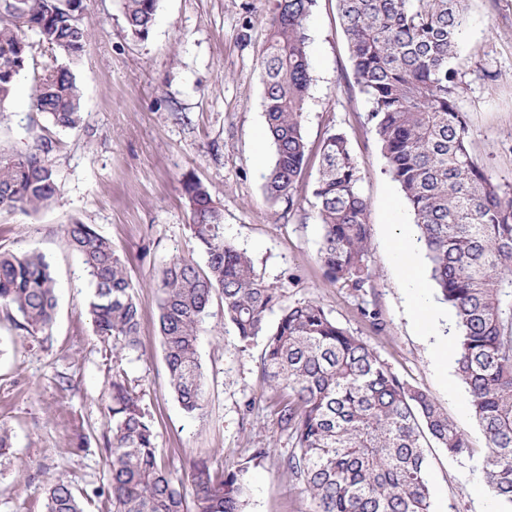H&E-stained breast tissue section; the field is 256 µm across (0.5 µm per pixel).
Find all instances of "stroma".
Returning a JSON list of instances; mask_svg holds the SVG:
<instances>
[{
	"label": "stroma",
	"instance_id": "stroma-1",
	"mask_svg": "<svg viewBox=\"0 0 512 512\" xmlns=\"http://www.w3.org/2000/svg\"><path fill=\"white\" fill-rule=\"evenodd\" d=\"M271 0H160L147 39L133 37L121 0H89L92 36L73 72L82 90L79 129L51 126L29 103L33 71L0 107V146L22 151L38 136L54 142L59 192L30 213L0 211V250H34L50 262L57 307L48 337L19 329L0 309V426L12 448L0 465V512H45L44 487L68 483L85 512H112L109 492L111 342L96 335L92 288L68 246L64 225L91 224L129 265L140 314V345L123 353L128 380L143 393L159 462L187 478L194 461L219 470L266 455L250 467L248 512H313L283 459L293 442L277 424L263 379V337L241 343L225 326L220 302L202 324L198 353L205 374L203 417L188 416L166 370L156 284L177 255L205 263L190 228L183 183L208 185L224 213L227 240L244 249L266 284L287 304L314 300L362 340L401 379L429 394L475 451L485 438L455 367H440L434 339L417 327L428 304L445 312L428 268L418 281L399 271L392 248L418 229L386 170L367 121L371 104L355 84L336 0H316L309 24L313 81L303 129L311 155L298 202L271 203L263 175L272 159L264 130L259 63ZM456 68L465 91L471 146L497 179L512 182V0H469ZM345 132L357 157L359 190L372 226L371 288L360 295L330 283L317 259L320 227L312 184L326 131ZM376 310V333L362 309ZM433 503L447 512H488L491 497L468 460L426 451Z\"/></svg>",
	"mask_w": 512,
	"mask_h": 512
}]
</instances>
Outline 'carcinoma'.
I'll use <instances>...</instances> for the list:
<instances>
[{
    "mask_svg": "<svg viewBox=\"0 0 512 512\" xmlns=\"http://www.w3.org/2000/svg\"><path fill=\"white\" fill-rule=\"evenodd\" d=\"M468 0H338L355 83L371 101L387 172L419 230L430 278L451 311L456 373L485 438L481 471L499 512H512V183L488 173L473 153L464 87L454 61ZM131 34L152 29L159 0H121ZM315 0H273L260 61L263 108L274 157L264 175L268 200L293 205L307 167L303 118L312 81L308 21ZM88 0H0V105L15 93L33 50L56 63L34 76L32 107L53 125L76 129L82 92L70 65L91 38ZM52 142L25 152L0 148V209L36 211L58 193ZM360 171L346 134L329 130L312 194L321 226L325 277L366 291L372 227L359 193ZM191 231L206 263L175 256L158 285V320L170 384L184 412L201 416L205 377L198 357L213 297L224 322L247 343L265 337L263 377L279 403L277 422L294 440L283 467L302 485L314 512H431L426 448L472 456L468 434L426 392L393 373L358 336L316 301L281 305L279 290L254 274L247 253L224 237V214L211 189L188 179ZM93 288L97 335L113 341L110 487L113 512H185L183 481L162 467L142 392L121 368L137 348L140 312L124 259L92 224L64 228ZM0 305L33 337L50 329L57 305L49 262L36 252L0 251ZM280 315L272 326L266 316ZM221 473L202 461L188 476L194 512H247L249 464ZM46 512H83L69 484L46 488Z\"/></svg>",
    "mask_w": 512,
    "mask_h": 512,
    "instance_id": "obj_1",
    "label": "carcinoma"
}]
</instances>
